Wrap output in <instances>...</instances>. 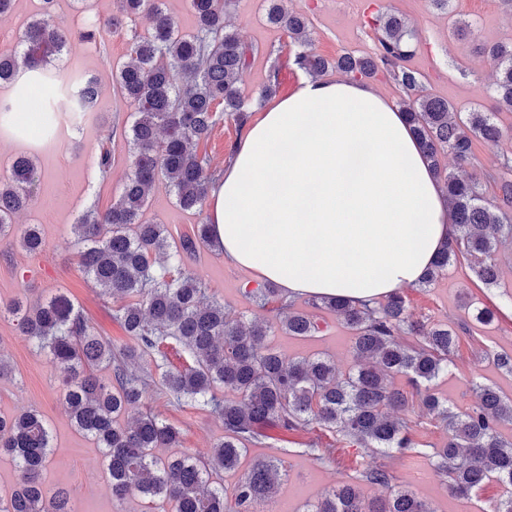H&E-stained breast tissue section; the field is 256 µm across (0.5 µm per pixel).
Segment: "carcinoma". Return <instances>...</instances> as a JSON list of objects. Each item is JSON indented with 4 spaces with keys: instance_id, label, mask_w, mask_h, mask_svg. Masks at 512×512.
<instances>
[{
    "instance_id": "obj_1",
    "label": "carcinoma",
    "mask_w": 512,
    "mask_h": 512,
    "mask_svg": "<svg viewBox=\"0 0 512 512\" xmlns=\"http://www.w3.org/2000/svg\"><path fill=\"white\" fill-rule=\"evenodd\" d=\"M43 3V13L26 27L19 48L0 55V83L25 79L23 88L40 96L38 131L54 137L58 110L76 123L89 120L98 89L94 80L80 75L61 78L57 66L68 39L52 24L54 0ZM121 3L122 14L94 21L81 38L94 41L103 29L119 31L124 20L140 14L148 24L145 35L133 38L129 61L112 70L123 97L135 105L124 127L131 172L112 206L86 211L74 232L78 264L112 300V318L126 340L114 344L98 335L64 294L29 305L19 299L0 303V318L17 322L20 332L64 372L71 422L99 448L112 495L147 499L161 512H255L259 503L276 496L281 460L270 454L255 458L230 493L219 474L238 470L250 447H274L276 433L319 430L380 460L354 475L336 470L334 486L305 512H435L392 467L395 460L421 454L415 426L405 417L416 398L448 433V442L431 456L436 475L451 492L469 495L490 481L512 487V441L499 432L500 424L512 422V398L472 382L475 401L458 413L434 390L453 364L459 340L455 328L413 319L399 291L372 306L338 297L311 299L305 310L269 282L244 294L259 309L273 306L276 322L247 324L231 318L188 267L212 242L211 225L198 224L174 240L166 225L142 221L149 192L161 179L182 209L203 213L212 174L198 146L221 114L240 129L247 124L250 102L238 83L249 48L225 22L232 0H189L196 20L189 34L179 30L164 0ZM268 20L293 42H308L307 18L288 10L284 0H269ZM374 27L379 36L371 56L343 54L329 60L300 51L294 64L314 77L333 68L353 77L371 78L380 70L392 75L405 94L402 111L448 198L453 228L450 244L441 248L418 287L431 285L463 257L477 279L494 288L499 285L498 246L512 240V165L503 163L494 179L496 193L487 200L477 176L448 172L439 157L448 153L459 165L471 164L475 141L494 145L502 137L496 113L462 114L448 101L423 94L416 72L406 66L418 43L415 30L397 15L375 18ZM487 56L495 94L512 111V44H496ZM0 124L28 134L13 101L0 100ZM112 161L111 141L101 142L96 164L104 180ZM40 178L32 160L19 156L11 178L0 180V240L16 241L30 254L44 248L40 229L30 224L18 232L15 218L30 204ZM326 310L336 313L354 337L355 365L346 375L325 356L290 360L268 344L277 329L290 336L318 334ZM173 354L182 365H174ZM399 375L407 377L410 389L394 385ZM155 396L221 418L224 436L208 457L189 450L159 452L180 447V432L151 409ZM133 410V422L119 424ZM52 441L37 410L0 414V455L11 460L16 476L10 495L0 494V512H73L66 489L50 494L45 486ZM335 452L317 438L305 448L314 461L327 465L335 462ZM364 484L389 493L366 498Z\"/></svg>"
}]
</instances>
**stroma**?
Instances as JSON below:
<instances>
[{
    "mask_svg": "<svg viewBox=\"0 0 512 512\" xmlns=\"http://www.w3.org/2000/svg\"><path fill=\"white\" fill-rule=\"evenodd\" d=\"M288 9L303 13L309 21V51L333 59L343 53L368 56L376 49L373 18L396 13L405 18L419 36V46L409 61L420 73L425 93L447 99L459 111L494 112L504 130L498 146L476 142L471 172L481 179L486 196H493V177L502 163L512 161V112L499 108L492 93L493 70L484 47L512 41V0H448L440 8L430 0H285ZM118 0H56L54 23L69 37L60 66L62 74L94 78L98 84L95 118L67 137L38 149L33 138H19L0 131V179L12 174L17 155H31L41 173L31 206L17 218L18 227L38 225L46 242L44 250L31 255L19 246L0 242V300L46 297L62 291L74 301L90 326L102 336L120 342L125 334L112 318V304L87 280L77 266V238L73 226L90 208L106 210L130 171L128 147L121 132L113 131L115 118H127L134 107L125 101L112 79V66L126 61L129 41L144 32L143 19L128 22L122 32L107 33L102 43L80 41L78 33L88 19L117 12ZM43 0H15L11 14L0 19V54L13 52L23 26L39 17ZM266 0H233L227 23L250 47L248 64L239 82L252 112L263 111L267 100L260 93L271 72H278L277 98H285L304 79V71L294 63L298 50L287 34L266 18ZM468 24V35L456 33L459 24ZM111 140L114 163L107 180H100L94 165L95 148ZM145 221L167 225L172 234L191 232L200 222L198 214L180 209L165 182L153 189ZM500 284L485 288L469 270L465 259L449 265L447 273L427 288L408 287L404 294L414 318L429 317L448 323L459 336L454 355L456 368L438 382L437 390L457 412L472 405L470 380L496 388L512 398V373L500 369L492 354H512V245L498 251ZM191 269L203 279L233 316L251 320L258 309L244 296L247 287H256V272L225 264L215 247L201 248ZM486 306L495 311L492 323L471 321L466 304ZM270 344L288 357H305L317 352L330 355L337 368L351 365V335L340 319L324 314L321 331L311 338H295L284 333L270 337ZM0 356L9 370L0 376V413L11 415L34 409L40 412L53 433V452L46 473L47 487L69 488L74 512H154L151 504L136 497L114 498L93 442L71 424L64 401L62 376L22 336L16 323L0 319ZM156 413L180 431L182 447L206 455L224 434L222 421L209 412L192 407H174L165 400L153 404ZM288 453L282 458L280 495L287 498L290 512H303L335 483L337 470L354 473L368 461L365 452L337 443L336 465L322 466L305 454L309 436H287ZM397 474L420 498L429 501L435 512H491L494 504L512 490L489 483L463 499L452 496L433 472L428 456L395 461Z\"/></svg>",
    "mask_w": 512,
    "mask_h": 512,
    "instance_id": "stroma-1",
    "label": "stroma"
}]
</instances>
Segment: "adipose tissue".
Listing matches in <instances>:
<instances>
[{
	"instance_id": "1",
	"label": "adipose tissue",
	"mask_w": 512,
	"mask_h": 512,
	"mask_svg": "<svg viewBox=\"0 0 512 512\" xmlns=\"http://www.w3.org/2000/svg\"><path fill=\"white\" fill-rule=\"evenodd\" d=\"M208 198L225 263L292 298L370 303L417 285L451 230L406 113L345 79L307 80L270 104Z\"/></svg>"
}]
</instances>
